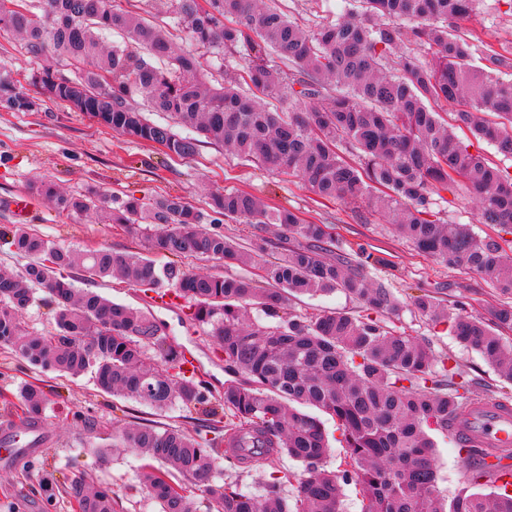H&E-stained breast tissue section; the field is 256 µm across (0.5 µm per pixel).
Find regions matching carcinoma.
Returning <instances> with one entry per match:
<instances>
[{"mask_svg": "<svg viewBox=\"0 0 512 512\" xmlns=\"http://www.w3.org/2000/svg\"><path fill=\"white\" fill-rule=\"evenodd\" d=\"M473 2L345 0V20L304 30L278 0L263 10L255 0H166L165 25L198 46L177 56L170 38L122 0H0V30L12 32L36 60L30 85L47 98L168 156L191 158L205 138L280 176H301L320 200L391 209L418 250L512 298V254L491 237L476 238L466 224H441L433 210V196L448 184L468 183L481 196L479 223L512 234V171L468 152L455 134L467 128L512 160V78H493L471 64L473 45L452 33V21L469 16ZM407 23L416 47L397 56ZM114 34L123 41L107 42ZM229 55L239 60L226 71ZM391 63L394 73L387 75ZM329 76L334 90L324 85ZM38 102L0 70L1 109L31 112ZM442 102L451 106L447 120L433 108ZM149 112L172 122L153 121ZM36 193L67 218L95 209L149 251L170 257L159 266L105 248L81 252L16 224L8 244L27 263L18 273H0L1 347L42 370L89 374L102 391L156 410L193 405L214 423L224 417V437H193L148 422L112 429V447L148 460L143 491L160 512H193L198 491L212 512H342L348 483L361 488L363 512H512L511 481L489 494L464 487L447 507L438 498L430 432L451 435L450 421L470 403L469 385L451 373L438 378L429 347L378 318L396 310L392 291L368 275L384 259L336 254L332 225L271 210L238 188L206 193V211L178 196L108 197L93 188L67 194L50 181ZM225 217L278 224L294 242L273 252L257 237L245 248L217 227ZM189 258L253 266L258 274L202 275L186 267ZM76 268L88 284L118 275L161 298L184 300L191 319L222 348L225 369L247 380L225 383L221 410L209 407L204 381L170 372L179 352L160 326L77 286ZM336 291L367 314L288 308L290 295ZM40 300L51 307L54 328L30 333L23 315ZM412 303L422 317L448 322L460 343L512 383V343L493 331L512 329V304L494 310L487 323L463 303L440 311L428 291ZM251 305L265 323L245 325ZM0 397L22 423L50 405L33 382ZM309 408L336 421L349 458L337 473L324 468L328 435ZM282 456L303 466L291 502L281 494L286 473L265 482L259 497L216 476L222 458L238 467ZM67 494L78 512H114L112 491L91 484L83 469L72 472Z\"/></svg>", "mask_w": 512, "mask_h": 512, "instance_id": "1", "label": "carcinoma"}]
</instances>
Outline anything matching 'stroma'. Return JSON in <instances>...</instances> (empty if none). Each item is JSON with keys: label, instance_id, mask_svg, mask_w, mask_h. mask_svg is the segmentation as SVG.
Here are the masks:
<instances>
[{"label": "stroma", "instance_id": "stroma-1", "mask_svg": "<svg viewBox=\"0 0 512 512\" xmlns=\"http://www.w3.org/2000/svg\"><path fill=\"white\" fill-rule=\"evenodd\" d=\"M279 5L307 29L345 17L344 0H279ZM457 27L475 45L476 65L490 72L493 58L512 60V8L504 0H476L473 11L458 21ZM45 179L69 193L94 187L108 195L137 198L180 195L199 208L206 202L205 189L236 187L255 194L265 205L295 211L305 221L334 225L340 240L383 258L384 264L375 274L389 285L399 303L396 313L384 316L389 326L428 344L437 362L448 360L457 366L469 381L474 399L497 398L506 384L477 351L459 343L447 325L421 318L411 302L412 295L423 288L434 293L445 309L462 301L468 313L485 317L504 303V296L467 269L438 264L419 252L389 214L363 204L318 202L299 178L274 174L222 145L205 142L193 158L171 159L150 144L119 136L63 104L47 101L36 112L0 111V229H10L16 222L7 201L15 193H30L33 185ZM434 209L441 223L468 225L482 238L501 235L499 227L479 223L480 198L468 184L449 186L436 199ZM30 223L55 242L76 249L106 247L130 253L144 249L142 241L101 223L95 214L63 219L42 199L36 200ZM94 289L111 300L149 312L178 349L193 357L212 395L223 394L228 379L224 355L201 328L192 324L184 302L163 304L146 287L116 277L97 282ZM26 382L42 383L49 394L60 395L61 403L34 421L38 435L35 447L0 454V492H9L8 498L0 496V512H72L64 482L71 475L73 458L82 452L87 455L89 478L112 488L117 512H159L157 503L142 490L141 458L129 449L113 447L112 428L133 415L193 434L200 429L195 409L160 412L103 392L88 376L70 379L50 371L38 372L0 347V390L13 391ZM433 441L437 490L440 497L449 499L467 483L474 464L446 436L434 434ZM275 469L290 475L283 493L293 497L303 467L285 456L273 462H252L238 478L241 490L259 494ZM49 471L55 483L50 502L41 489Z\"/></svg>", "mask_w": 512, "mask_h": 512}]
</instances>
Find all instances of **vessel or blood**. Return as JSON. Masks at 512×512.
I'll list each match as a JSON object with an SVG mask.
<instances>
[{
	"label": "vessel or blood",
	"instance_id": "vessel-or-blood-1",
	"mask_svg": "<svg viewBox=\"0 0 512 512\" xmlns=\"http://www.w3.org/2000/svg\"><path fill=\"white\" fill-rule=\"evenodd\" d=\"M452 432L465 447L503 449L512 446V408L485 400L475 402L455 421Z\"/></svg>",
	"mask_w": 512,
	"mask_h": 512
}]
</instances>
